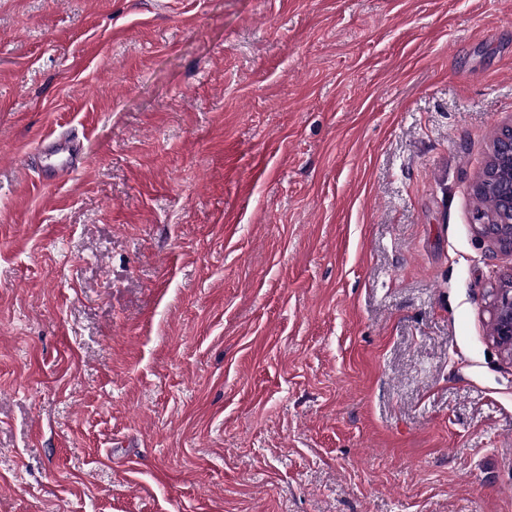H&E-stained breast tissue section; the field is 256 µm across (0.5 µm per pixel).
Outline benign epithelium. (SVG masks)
<instances>
[{"instance_id":"1","label":"benign epithelium","mask_w":512,"mask_h":512,"mask_svg":"<svg viewBox=\"0 0 512 512\" xmlns=\"http://www.w3.org/2000/svg\"><path fill=\"white\" fill-rule=\"evenodd\" d=\"M493 190L498 199L494 211H480L476 220L485 234L503 249H512V125L504 127L493 146L489 164L476 183L477 195ZM494 342L512 356V274L498 289L490 308Z\"/></svg>"}]
</instances>
